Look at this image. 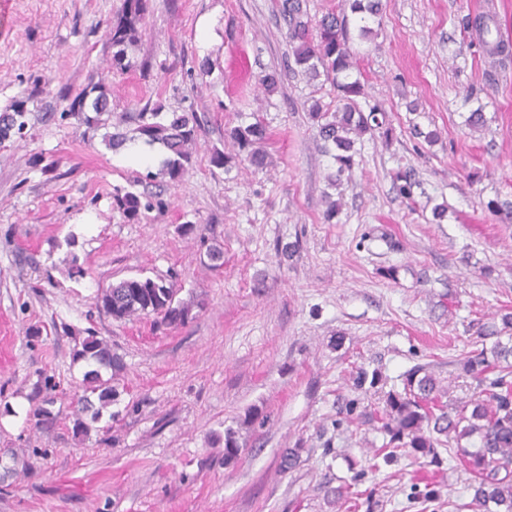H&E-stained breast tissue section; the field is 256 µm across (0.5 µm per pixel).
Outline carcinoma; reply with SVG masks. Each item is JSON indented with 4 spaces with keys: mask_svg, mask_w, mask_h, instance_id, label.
I'll use <instances>...</instances> for the list:
<instances>
[{
    "mask_svg": "<svg viewBox=\"0 0 512 512\" xmlns=\"http://www.w3.org/2000/svg\"><path fill=\"white\" fill-rule=\"evenodd\" d=\"M147 11V0H124L121 12L106 21L112 45V68L124 73L132 67L127 61V48L142 36L141 23ZM381 12V0H341L340 11L327 12L311 22L303 0H282L281 15L286 22L294 65L311 79L324 77L336 90V106L316 100L309 115L326 151H335L337 169L333 185L348 177L360 155L357 144L365 135H388L389 119L378 103L369 105L364 84L357 76V63L350 47L349 17L357 21L358 36L372 34L370 21ZM27 101L17 100L0 112V142L23 135ZM54 109L62 114L83 115L82 123L89 130L99 127L101 114L109 111L106 78L88 84L76 95L59 93ZM159 109L139 113L137 132L148 145L161 144L168 152L163 172L172 181L182 179L192 166L193 149L200 130L196 113L173 115L166 122L159 120ZM268 138L266 128L258 121L240 123L224 130V140L246 153L248 162L257 169L267 165L264 152L254 144ZM401 197L409 199L416 185L411 169L396 174ZM113 206L129 219L138 218L141 210L163 207L160 199L145 193L122 188L114 189ZM178 290L161 279L133 276L102 290L95 305L116 321L154 315L164 325H182L190 319L191 306L176 299ZM501 325L494 322L478 324L481 341H492L491 348L476 350L459 359L462 374L482 386L483 397L472 398L459 405L442 401L444 390L424 366L408 372L404 392L390 394L382 411L375 412L383 431L390 436L381 448L393 456L408 448L413 454L436 456L440 437L456 443L457 455L472 474L474 512H512V340L503 341L501 333L512 330V310L500 314ZM76 358L85 361L83 381L98 403L89 397L78 398L79 412L76 433L86 435L98 423L103 412L116 400L117 389L112 379L102 373L116 375L123 369L122 359L112 352V344L94 334L82 341ZM494 371L496 375L489 377Z\"/></svg>",
    "mask_w": 512,
    "mask_h": 512,
    "instance_id": "1",
    "label": "carcinoma"
}]
</instances>
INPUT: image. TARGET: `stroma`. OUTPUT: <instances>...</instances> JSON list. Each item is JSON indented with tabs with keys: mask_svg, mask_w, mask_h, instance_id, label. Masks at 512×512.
I'll return each instance as SVG.
<instances>
[{
	"mask_svg": "<svg viewBox=\"0 0 512 512\" xmlns=\"http://www.w3.org/2000/svg\"><path fill=\"white\" fill-rule=\"evenodd\" d=\"M281 2L149 0L127 49L133 67L114 75L104 23L123 0H0V111L23 98L29 107L23 137L0 144V462L14 468L0 512H456L470 502L455 449L384 462L375 451L387 437L363 414L421 365L449 400L477 396L457 361L474 349L476 323L512 308V220L488 207L512 202V0H383L371 39L351 46L392 133L365 139L329 222L336 162L305 103L335 92L287 70ZM478 15L493 18L503 53L464 29ZM273 70L281 81L268 94L259 80ZM101 74L110 110L86 142L52 96ZM155 107L200 120L178 182L150 147L108 144L121 131L138 145V114ZM478 107L486 124L474 129L465 119ZM242 119L266 126L270 165L215 167L225 127ZM416 125L438 142L415 137ZM405 168L421 184L409 201L393 184ZM117 186L166 207L125 218ZM435 202L448 206L439 224ZM140 275L173 283L190 320L159 327L98 312L102 289ZM91 332L124 368L111 417L81 436L75 353ZM48 384L53 421L38 426L29 412ZM228 434L239 446L229 459ZM289 448L299 452L290 468Z\"/></svg>",
	"mask_w": 512,
	"mask_h": 512,
	"instance_id": "1",
	"label": "stroma"
}]
</instances>
